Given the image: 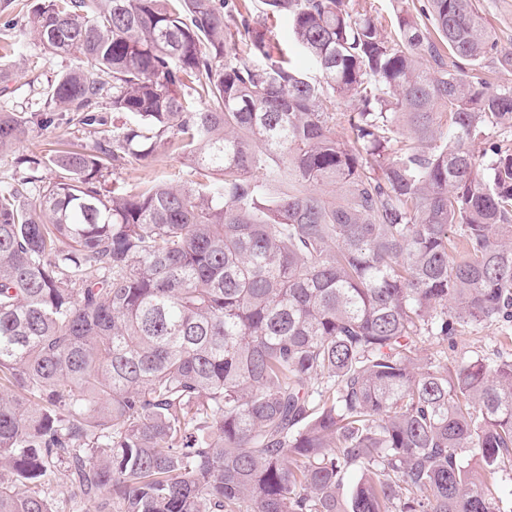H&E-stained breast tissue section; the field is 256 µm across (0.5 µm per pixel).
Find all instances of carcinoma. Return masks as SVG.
I'll list each match as a JSON object with an SVG mask.
<instances>
[{
	"mask_svg": "<svg viewBox=\"0 0 512 512\" xmlns=\"http://www.w3.org/2000/svg\"><path fill=\"white\" fill-rule=\"evenodd\" d=\"M48 0L34 30L83 66L48 111L100 125L0 186V512H512V359L421 363L418 340L512 339V86L476 0L394 35L369 0ZM244 40L247 59L228 60ZM345 138L336 137V102ZM30 120L0 113V153ZM185 155L126 190L109 166ZM348 492H343L346 482ZM68 469L65 464L57 465L54 469V472L51 473L49 479V485L47 492L50 493V496L55 498V505L58 508H63L65 510H71L70 512H89L86 504L83 503H70L67 502L68 499V489H69V477H68Z\"/></svg>",
	"mask_w": 512,
	"mask_h": 512,
	"instance_id": "obj_1",
	"label": "carcinoma"
}]
</instances>
